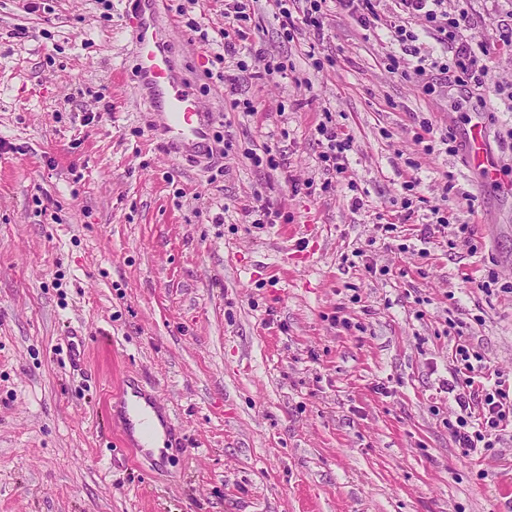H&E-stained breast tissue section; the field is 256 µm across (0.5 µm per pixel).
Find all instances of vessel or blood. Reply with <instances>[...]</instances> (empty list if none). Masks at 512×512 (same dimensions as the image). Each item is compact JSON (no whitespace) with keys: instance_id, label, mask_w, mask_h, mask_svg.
I'll list each match as a JSON object with an SVG mask.
<instances>
[{"instance_id":"vessel-or-blood-1","label":"vessel or blood","mask_w":512,"mask_h":512,"mask_svg":"<svg viewBox=\"0 0 512 512\" xmlns=\"http://www.w3.org/2000/svg\"><path fill=\"white\" fill-rule=\"evenodd\" d=\"M130 37L136 61L134 89L154 113L157 129L179 156L190 159L205 156L214 115L199 108L194 84L177 64L169 28L162 19L160 0H136ZM464 140L467 167L482 176L487 188H498L500 161L488 146L482 111L471 113Z\"/></svg>"}]
</instances>
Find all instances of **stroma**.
<instances>
[{
  "label": "stroma",
  "instance_id": "35a3bbf8",
  "mask_svg": "<svg viewBox=\"0 0 512 512\" xmlns=\"http://www.w3.org/2000/svg\"><path fill=\"white\" fill-rule=\"evenodd\" d=\"M163 0L177 58L214 111L213 155L191 163L152 134L133 92L129 0H0V512H512V432L472 459L446 422L452 349L469 343L512 390V197L452 153H424L420 120L462 131L471 91L427 94L417 53L330 7L321 35L285 39L268 0L254 39L286 77L229 67ZM467 35L512 26V0H466ZM408 76L390 74L389 56ZM325 62L315 70L312 58ZM252 100L256 115L231 111ZM111 112H104V105ZM488 143L512 185V112L486 98ZM352 138L348 182H327L323 111ZM271 146L285 165L254 167ZM421 203L406 215L409 162ZM282 221L254 224V197ZM435 206L472 248L422 244ZM395 223L383 238L380 221ZM363 250L366 266L344 254ZM456 334H449V325ZM87 338V370L67 356ZM181 427L164 466L134 457L109 408L123 376Z\"/></svg>",
  "mask_w": 512,
  "mask_h": 512
}]
</instances>
